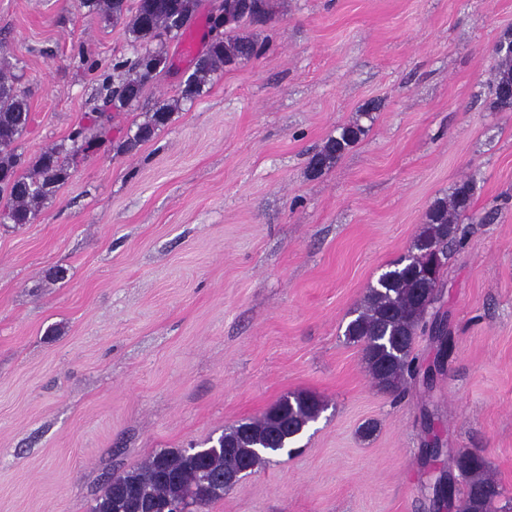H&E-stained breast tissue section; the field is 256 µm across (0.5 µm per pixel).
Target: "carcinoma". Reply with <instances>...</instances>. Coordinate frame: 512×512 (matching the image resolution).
<instances>
[{
    "instance_id": "obj_1",
    "label": "carcinoma",
    "mask_w": 512,
    "mask_h": 512,
    "mask_svg": "<svg viewBox=\"0 0 512 512\" xmlns=\"http://www.w3.org/2000/svg\"><path fill=\"white\" fill-rule=\"evenodd\" d=\"M198 0H80L87 14L117 23L132 11L126 26L135 57L112 65V77L104 78L99 93L102 112H126L138 106L145 88L165 73L171 58L168 45L180 42L196 18ZM279 0H222V30L210 39L204 53L193 59L192 72L180 84L177 98L157 103L148 119L126 135L118 150L131 153L151 141L157 131L168 125L182 102H194L214 75L257 58L262 41L256 27L264 26L278 14ZM512 85V55H497L494 67L493 108L512 112V98L504 87ZM31 121L30 106L15 78L0 72V224H32L40 206L54 197L69 180L71 169L80 157L94 152L98 140L107 134L99 117H90L98 134L79 129L68 136L70 147L59 145L43 152L31 171L22 169L18 142ZM369 127L358 121L342 126L329 136L312 156L309 168L319 174L343 157L368 133ZM472 186L464 182L450 196L437 202L426 215L423 230L407 252L387 265L366 288L363 303L350 312L344 336L361 348L363 360L374 383L396 398L405 396L410 384L419 379L429 387L434 373L444 369L450 342L445 327L431 319V297L443 298L445 270L425 274L429 266L426 250L433 248L448 258L460 242L459 223L471 219ZM429 336L437 347L433 367L419 373L415 341ZM327 408L324 400L309 394L282 396L259 418L245 419L224 428L216 439L208 438L196 451L185 448L163 449L144 464L114 473L91 512H136L138 504L148 503L159 510L177 500L197 497L195 512L224 499L233 489L226 480L246 470L272 462V457L297 444V432L314 422ZM444 444L433 437L425 443V455L448 459L443 466L457 473V487L445 480L431 478L428 489L438 501H448L453 512H512L499 507L502 497L489 459L478 451H443Z\"/></svg>"
}]
</instances>
